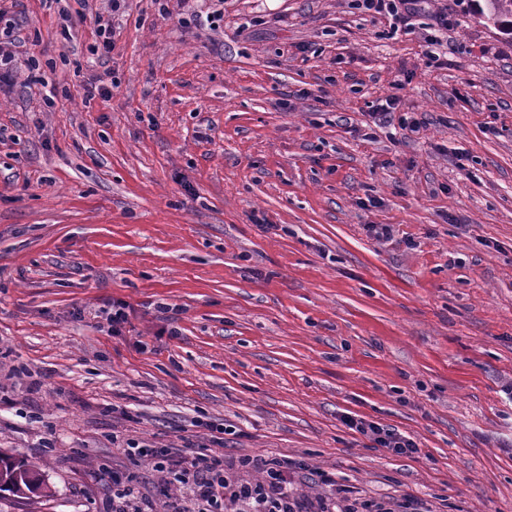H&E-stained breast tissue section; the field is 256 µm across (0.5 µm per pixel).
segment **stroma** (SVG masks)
Segmentation results:
<instances>
[{
  "mask_svg": "<svg viewBox=\"0 0 512 512\" xmlns=\"http://www.w3.org/2000/svg\"><path fill=\"white\" fill-rule=\"evenodd\" d=\"M66 2L67 38L56 0L6 4L40 67L0 88V449L46 494L0 512H112L116 478L167 512L131 443L289 461L312 512H512V41L483 0L400 27L127 0L105 56L109 0ZM346 424L352 430L371 436L381 448H387L397 453L406 452L415 448L413 447V444L405 438L398 436L389 430H385L384 428L373 424H367L362 420L348 418L346 420Z\"/></svg>",
  "mask_w": 512,
  "mask_h": 512,
  "instance_id": "stroma-1",
  "label": "stroma"
}]
</instances>
